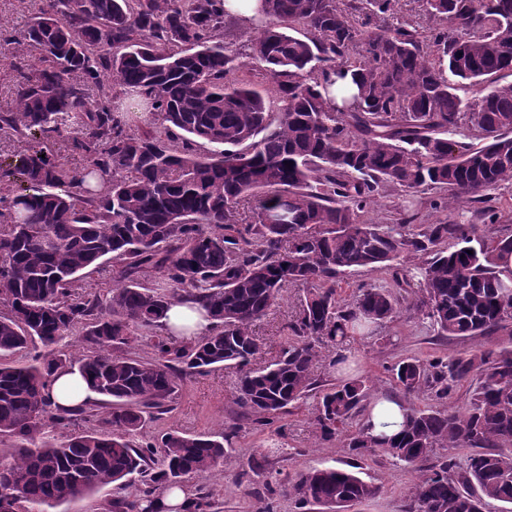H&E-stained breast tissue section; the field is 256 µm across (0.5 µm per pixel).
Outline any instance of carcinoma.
<instances>
[{
	"mask_svg": "<svg viewBox=\"0 0 512 512\" xmlns=\"http://www.w3.org/2000/svg\"><path fill=\"white\" fill-rule=\"evenodd\" d=\"M400 0H260L268 24L245 60L224 45V0H45L21 38L0 49L32 58L17 67L14 109L0 113L29 147L0 162V357L39 340L43 355L0 363V512H48L135 474L139 493L106 512H162L175 490L227 458L212 435L162 431L133 441L154 411H168L177 368L241 372L239 402L265 427L316 388L318 346L346 349L357 333L400 313L429 319L444 337L512 335V234L488 239L463 224H370L364 213L389 189L444 192L449 209L512 181V0H417L429 33L393 24ZM252 66L273 80L281 111L239 79ZM336 79L352 87L330 88ZM479 88L474 102L457 94ZM63 132L85 158L71 169L42 143ZM204 141L221 147L202 153ZM279 207L284 224L265 223ZM421 257L399 291L358 289L344 302L336 283L362 268ZM116 264L108 300L75 283L103 261ZM152 268L159 281H140ZM305 287L278 359L251 367L263 342L255 321ZM197 305L209 327L178 340L162 319ZM154 357L116 351L138 334ZM71 336L96 346L75 357ZM78 366L111 406L104 428L62 439L48 429L86 408L52 403L50 378ZM405 394L461 404L401 401L399 433L363 423L367 377L320 393L316 432L343 438L360 459L391 458L418 472L406 512H482L512 505V348L491 345L453 359L409 357L392 369ZM472 448L464 463L455 452ZM380 487L327 466L298 472L288 494L324 512L373 499ZM183 512H214L189 494Z\"/></svg>",
	"mask_w": 512,
	"mask_h": 512,
	"instance_id": "cac0c4a2",
	"label": "carcinoma"
}]
</instances>
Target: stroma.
Wrapping results in <instances>:
<instances>
[{"instance_id": "obj_1", "label": "stroma", "mask_w": 512, "mask_h": 512, "mask_svg": "<svg viewBox=\"0 0 512 512\" xmlns=\"http://www.w3.org/2000/svg\"><path fill=\"white\" fill-rule=\"evenodd\" d=\"M491 196V206L468 201L448 211L433 206L439 192L424 191L411 197L391 190L366 213L365 219L377 224H396L408 217L416 227L448 222L476 225L479 233L492 237L512 233V182L501 183ZM302 294V288H288L282 300L256 322L255 331L264 342L257 365L275 359L285 346L290 334L288 324ZM489 342L506 344L512 342V337L498 334L490 339H442L429 320L401 317L387 323L380 335L357 338L348 355L358 374L371 379L377 397L399 399L403 393L395 386L388 368L401 358L454 357ZM240 378L237 370L224 368L186 377L178 386L170 411L144 430L148 436L171 428L189 435H209L223 433L227 422L238 424L229 459L193 478L189 485L192 493L210 496L216 512H262L265 502L256 492L265 482L284 484L294 472L310 467L355 464L362 478L380 485L381 490L374 499L355 506L353 512H405L415 481L410 468L383 457L358 460L341 448L339 441H319L314 425L315 401L311 398L285 417L283 433L270 428L257 430L252 421L243 417L237 402ZM273 443L279 444V453L268 457L262 474H254L248 467L250 460Z\"/></svg>"}]
</instances>
